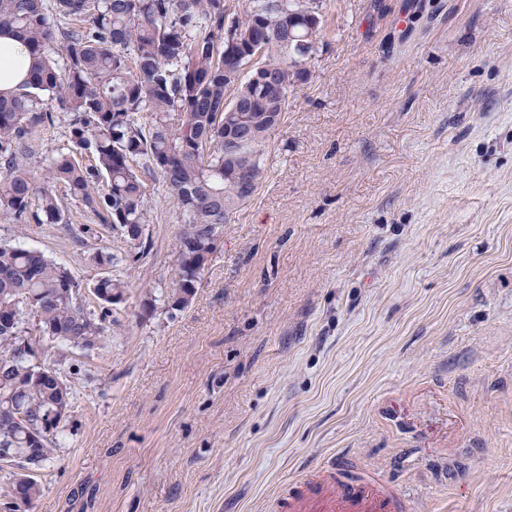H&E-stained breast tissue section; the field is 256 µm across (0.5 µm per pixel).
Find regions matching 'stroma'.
Returning a JSON list of instances; mask_svg holds the SVG:
<instances>
[{"instance_id": "obj_1", "label": "stroma", "mask_w": 512, "mask_h": 512, "mask_svg": "<svg viewBox=\"0 0 512 512\" xmlns=\"http://www.w3.org/2000/svg\"><path fill=\"white\" fill-rule=\"evenodd\" d=\"M329 34L187 309L172 201L112 333L49 349L75 412L34 512H275L329 462L406 512H512V0H326ZM0 218L71 269L120 230Z\"/></svg>"}]
</instances>
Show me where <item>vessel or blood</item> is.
I'll use <instances>...</instances> for the list:
<instances>
[{"mask_svg":"<svg viewBox=\"0 0 512 512\" xmlns=\"http://www.w3.org/2000/svg\"><path fill=\"white\" fill-rule=\"evenodd\" d=\"M403 498L394 487L373 480H348L343 465L323 466L289 489L279 512H401Z\"/></svg>","mask_w":512,"mask_h":512,"instance_id":"1","label":"vessel or blood"}]
</instances>
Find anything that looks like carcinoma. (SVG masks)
<instances>
[{"mask_svg": "<svg viewBox=\"0 0 512 512\" xmlns=\"http://www.w3.org/2000/svg\"><path fill=\"white\" fill-rule=\"evenodd\" d=\"M325 0H0V34L27 44L31 76L0 92V217L59 224L67 201L123 231L134 255L95 252L99 265L139 261L150 215L144 175L156 177L179 213L177 276L168 311L189 307L224 237V225L265 181V153L292 93L311 78L327 20ZM46 93L69 115L70 147L38 156L54 123ZM246 116L255 138L224 142V126ZM130 283L98 279L79 298L67 268L21 244H0V463L32 512L41 476L56 458L73 392L50 364L33 362L26 319L56 347L90 352L108 335Z\"/></svg>", "mask_w": 512, "mask_h": 512, "instance_id": "1", "label": "carcinoma"}]
</instances>
